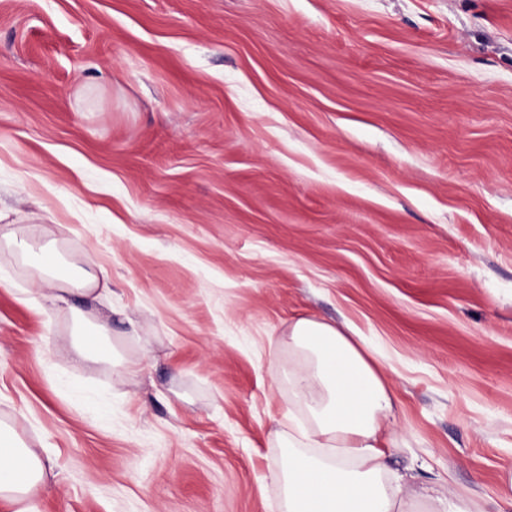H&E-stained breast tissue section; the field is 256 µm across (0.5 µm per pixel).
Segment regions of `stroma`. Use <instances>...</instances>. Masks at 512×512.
<instances>
[{"label":"stroma","instance_id":"1","mask_svg":"<svg viewBox=\"0 0 512 512\" xmlns=\"http://www.w3.org/2000/svg\"><path fill=\"white\" fill-rule=\"evenodd\" d=\"M0 212L109 269L141 363L0 246L39 512H276L301 317L385 358L408 512H512V0H0Z\"/></svg>","mask_w":512,"mask_h":512}]
</instances>
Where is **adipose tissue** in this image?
<instances>
[{"label":"adipose tissue","instance_id":"1","mask_svg":"<svg viewBox=\"0 0 512 512\" xmlns=\"http://www.w3.org/2000/svg\"><path fill=\"white\" fill-rule=\"evenodd\" d=\"M5 244L30 268L42 297L69 309L77 359H111L109 318L72 303L106 287L95 264L44 261L12 234ZM288 351V430L274 434L281 449L276 477L282 512H396L403 486L386 478L384 446L395 416L387 365L361 336L311 318L289 324ZM52 469L51 460L0 424V500L15 505V512H38L35 496L49 491Z\"/></svg>","mask_w":512,"mask_h":512}]
</instances>
